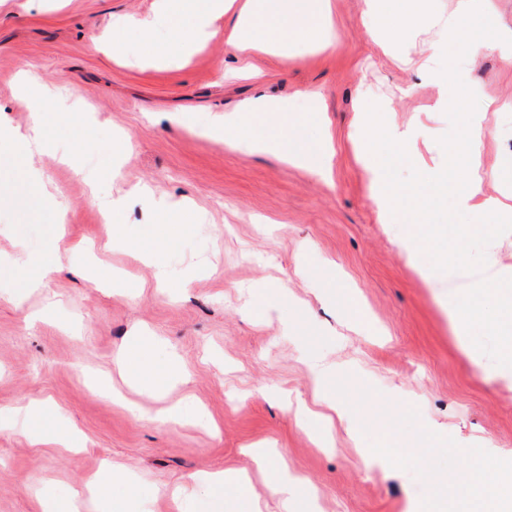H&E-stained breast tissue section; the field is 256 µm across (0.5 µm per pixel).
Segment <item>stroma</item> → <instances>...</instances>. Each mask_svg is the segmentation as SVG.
I'll list each match as a JSON object with an SVG mask.
<instances>
[{
  "label": "stroma",
  "instance_id": "1",
  "mask_svg": "<svg viewBox=\"0 0 512 512\" xmlns=\"http://www.w3.org/2000/svg\"><path fill=\"white\" fill-rule=\"evenodd\" d=\"M329 4L335 50L299 42L284 58L256 52L245 61L249 72L227 81L223 72L244 63L224 45L235 14L171 65L112 54L113 27L154 18L159 0H0V123L31 120L16 97L18 73L61 92L45 120L49 152L37 164L69 205L65 224L52 223L18 169L0 165V410L45 401L54 413L43 432L71 428L81 443L76 452L35 443L22 423L0 431V512H43L47 488L67 501L106 463L123 477L116 497L135 499L141 512H178L175 494L192 489L193 475L228 469L250 477L262 512H282L271 473L252 454L258 445L275 448L302 478L297 512H472L435 479L475 469L479 443L512 456V375L486 379L472 366L448 320L447 289L421 277L426 255L400 254L405 227L379 222L356 158L362 89L386 104L391 121L431 132L414 161L395 165L399 184L443 160L456 119L435 111L437 86L369 39L364 0ZM458 87L471 107L507 104L488 113L493 133L481 146L485 167H496L512 155V64L486 49L461 69ZM311 92L323 99L335 150L326 180L164 119L183 114L202 124L259 97L288 101L300 114ZM70 112L89 113L90 126L69 125ZM119 136L128 148L116 161ZM63 154L77 156L81 172L60 163ZM136 185L191 202L198 223L182 232L155 223L138 199L116 223L103 222L92 191L109 198ZM118 223L155 240L167 288L134 249L110 247ZM20 246L60 251L62 269L44 289L25 292L29 271L12 270ZM490 254L512 268V224L491 246L466 237L469 264ZM143 336L157 366L173 359L184 373L164 394L130 386L120 367ZM313 357L334 372L335 405L315 386ZM88 371L111 377L112 397L85 388ZM184 400L205 423L161 421L163 408ZM338 405L436 437L421 461L367 472ZM300 407L312 425L296 417Z\"/></svg>",
  "mask_w": 512,
  "mask_h": 512
}]
</instances>
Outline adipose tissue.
I'll return each instance as SVG.
<instances>
[{
    "label": "adipose tissue",
    "instance_id": "obj_1",
    "mask_svg": "<svg viewBox=\"0 0 512 512\" xmlns=\"http://www.w3.org/2000/svg\"><path fill=\"white\" fill-rule=\"evenodd\" d=\"M234 0H161L156 21L173 26L176 35L171 43H152L146 48L149 58L174 61L189 55L195 46L211 34L215 19L227 13ZM483 0H457L454 11L443 14L433 10L431 0H365L364 14L371 38L385 37L386 45L404 65L415 68L421 77L444 84L439 108L464 115L457 139L445 160L426 171L419 182L399 186L391 179L394 162L411 155L413 145L426 138L423 127H400L386 117L383 102L363 100L362 116L357 127L359 161L370 184V199L381 223L404 224L408 231L399 246L406 255L430 252L433 264L422 270V277L444 270L448 265V227L433 221L435 212L444 202H451L455 213L469 217L466 234L494 242L502 225L512 223V204L503 202L488 192L492 182L512 180V163L494 170H485L480 159V147L489 129L483 112L467 108L454 84L458 64L449 57L446 66H439L443 48L462 47L469 54H478L483 44L477 39L469 18H477L491 34L498 28L492 11L483 7ZM428 36L423 49H416L418 36ZM308 41L326 51L336 46V30L325 0H245L237 23L225 44L238 57L260 49L284 57L291 44ZM20 100L31 121L23 127H7L0 139L9 147L14 164L25 167L27 178L34 183L39 203L55 222H63L66 207L51 192L42 172L33 159L48 151L43 115L52 108L57 97L30 75L20 80ZM170 123L196 129L198 135L209 137L232 149L274 153L286 163L304 168L320 176L331 173L333 148L321 128L324 116L317 95H309L308 110L293 115L290 105L265 102L248 103L243 112L234 116L213 118L198 127L182 116H170ZM317 129L315 139L304 138L305 130ZM492 297L497 318L492 329L497 336L495 371L512 367V278H507L495 259H487L474 267L460 262L457 274L448 282V317L457 336L468 338L478 322L476 304L480 298ZM121 364L138 384L155 391L164 390L180 379L176 364L159 368L148 343L123 353ZM482 465L497 470L496 484H485L477 475L457 474L451 477L457 500L484 503L487 512H512V467L500 465L494 451H486Z\"/></svg>",
    "mask_w": 512,
    "mask_h": 512
}]
</instances>
